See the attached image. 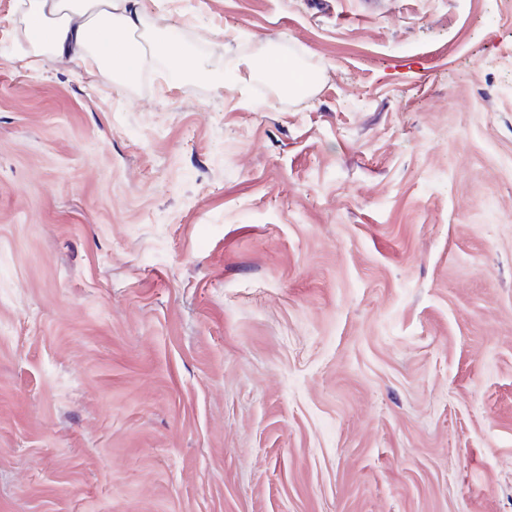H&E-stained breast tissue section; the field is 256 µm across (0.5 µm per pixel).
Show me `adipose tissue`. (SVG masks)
Masks as SVG:
<instances>
[{
    "mask_svg": "<svg viewBox=\"0 0 512 512\" xmlns=\"http://www.w3.org/2000/svg\"><path fill=\"white\" fill-rule=\"evenodd\" d=\"M19 11L31 30L33 63L47 56L66 57L89 74L109 80L117 73L136 75L159 54L174 75H210L203 61L186 55L167 33L144 25L139 0H19ZM262 59L284 94L301 98L315 87V76L292 60L270 58L262 51L246 61L247 74H254Z\"/></svg>",
    "mask_w": 512,
    "mask_h": 512,
    "instance_id": "ef3b65f1",
    "label": "adipose tissue"
}]
</instances>
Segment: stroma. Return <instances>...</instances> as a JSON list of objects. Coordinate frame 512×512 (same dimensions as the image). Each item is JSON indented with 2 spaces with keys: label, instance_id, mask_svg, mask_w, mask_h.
I'll list each match as a JSON object with an SVG mask.
<instances>
[{
  "label": "stroma",
  "instance_id": "stroma-1",
  "mask_svg": "<svg viewBox=\"0 0 512 512\" xmlns=\"http://www.w3.org/2000/svg\"><path fill=\"white\" fill-rule=\"evenodd\" d=\"M228 87L27 67L0 0V512H512V0H140ZM258 59L269 63L267 66L269 74L279 84L283 93L288 96L305 97L316 85L315 76L298 67L288 57H269L263 50L245 62L244 66L249 78L258 68L256 62Z\"/></svg>",
  "mask_w": 512,
  "mask_h": 512
}]
</instances>
